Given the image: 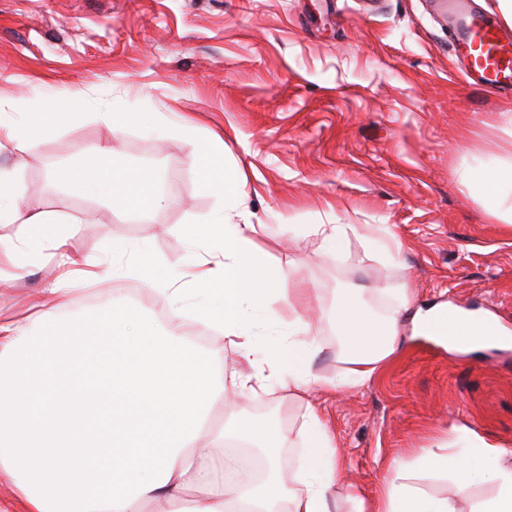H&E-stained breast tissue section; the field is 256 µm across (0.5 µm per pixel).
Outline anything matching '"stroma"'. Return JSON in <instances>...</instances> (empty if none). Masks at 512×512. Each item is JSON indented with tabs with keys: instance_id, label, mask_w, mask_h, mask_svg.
<instances>
[{
	"instance_id": "obj_1",
	"label": "stroma",
	"mask_w": 512,
	"mask_h": 512,
	"mask_svg": "<svg viewBox=\"0 0 512 512\" xmlns=\"http://www.w3.org/2000/svg\"><path fill=\"white\" fill-rule=\"evenodd\" d=\"M73 89L91 118L0 154V167L19 170L25 199L73 218L80 253L105 259L114 238L145 240L181 278L192 271L181 229L216 206L191 169L196 141L223 137L269 265H296L318 297L313 371L337 388L314 404L344 452L342 483L371 497L391 459L475 437L512 448V345L451 352L406 335L367 384L347 389L325 318L345 288L389 314L407 280L416 303L487 311L512 330V224L461 184L474 157L512 159V99L466 82L441 0H0V101L31 107ZM112 109L186 115L197 137L167 124L111 137L95 115ZM107 142L126 163L155 168L172 206L115 212L54 180ZM299 224L386 226L404 250L390 259L353 235L329 258ZM52 275L47 261L32 262L0 288V307L25 308ZM138 285L83 286L71 311L130 300ZM234 408L287 434L283 476L293 478L305 402L276 389Z\"/></svg>"
}]
</instances>
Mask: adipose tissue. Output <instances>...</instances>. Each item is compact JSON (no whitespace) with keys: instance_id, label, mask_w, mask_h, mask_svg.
Here are the masks:
<instances>
[{"instance_id":"obj_1","label":"adipose tissue","mask_w":512,"mask_h":512,"mask_svg":"<svg viewBox=\"0 0 512 512\" xmlns=\"http://www.w3.org/2000/svg\"><path fill=\"white\" fill-rule=\"evenodd\" d=\"M85 117L79 92H65L59 106L23 120L0 104V150L24 151L32 139ZM192 171L218 203L182 230L197 270L177 287L163 275L148 242L116 239L105 260L77 252L70 230L39 205L21 202L16 172L0 169V227L13 229L0 236V259L9 265L0 269V285L25 276L37 243L47 244L57 270L26 308L0 309V474L9 477L25 512H142L157 500L166 502L168 512H334L343 463L317 408H306L308 458L293 487L280 477L287 435L277 433L278 449L271 452L262 435L247 432L240 415L218 431L208 424L228 387L244 397L273 386L297 398L321 389L312 371L320 347L298 316L283 325L263 362L253 361L258 328L272 316L278 285L293 274L276 268L274 287L244 286L247 269L264 266L265 259L256 225L244 220L239 172L224 163L222 137L198 143ZM55 178L116 212H147L165 203L155 171L114 160L108 146L88 153L80 167L58 169ZM462 183L493 217L512 224V161L475 159ZM131 276L176 302L197 298L198 320L220 332L234 355L227 381L213 376V354L184 341L178 306L164 324L113 301L91 316H69L77 284ZM433 321L452 348L478 350L506 334L493 320L442 304L412 309L405 285L387 316L366 312L357 294L341 295L329 324L348 365L347 383L359 387L371 379L398 348L403 324L419 336ZM231 439L260 449L268 469L263 483L239 469L235 458L219 454ZM507 454L481 440L454 451L427 448L413 466L394 463L393 477L376 499L352 492L347 498L353 512H461L480 479L493 484L495 493L471 512H512V467L502 463ZM413 467L425 476L450 475L448 496L433 497L410 484Z\"/></svg>"}]
</instances>
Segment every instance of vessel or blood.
I'll list each match as a JSON object with an SVG mask.
<instances>
[{"instance_id":"1","label":"vessel or blood","mask_w":512,"mask_h":512,"mask_svg":"<svg viewBox=\"0 0 512 512\" xmlns=\"http://www.w3.org/2000/svg\"><path fill=\"white\" fill-rule=\"evenodd\" d=\"M448 35L475 85L512 94L511 33L468 0H448Z\"/></svg>"}]
</instances>
